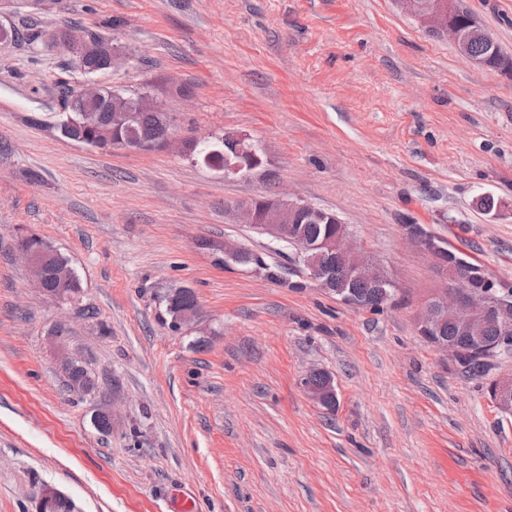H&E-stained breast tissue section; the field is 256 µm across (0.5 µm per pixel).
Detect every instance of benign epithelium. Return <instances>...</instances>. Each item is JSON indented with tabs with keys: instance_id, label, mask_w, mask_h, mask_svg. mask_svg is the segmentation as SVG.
I'll list each match as a JSON object with an SVG mask.
<instances>
[{
	"instance_id": "7a95c632",
	"label": "benign epithelium",
	"mask_w": 512,
	"mask_h": 512,
	"mask_svg": "<svg viewBox=\"0 0 512 512\" xmlns=\"http://www.w3.org/2000/svg\"><path fill=\"white\" fill-rule=\"evenodd\" d=\"M405 11L429 32L449 36L458 52L471 63L486 67L488 57L474 56L470 53L471 41L481 39L491 50L499 47L493 36L484 30L475 17L459 5V0H397ZM70 51L86 57L92 53L102 56L110 68L121 64L119 52L110 44L92 40L84 34L78 37L69 36ZM117 113L123 120H130L135 112H159L161 106L154 102L148 94L139 95L129 101L119 95L114 96ZM224 143L232 155L225 156L224 175L238 174L249 169L246 161L256 157L254 150L246 143L245 138L228 134ZM231 209L245 223L257 226L262 232L274 239H286L292 234L293 225L303 219H315L324 224L337 227L336 236L328 237L318 243L303 248L305 265L309 270V279L324 291L334 294L329 274L320 267L319 258L324 254L339 257L354 271V274L369 283L381 285L388 280L383 266L368 257L354 241L353 236L344 230L339 217L328 210L301 201L285 199L280 195L237 201ZM408 241L426 252L434 261L443 278H448L450 265L447 260L448 248L446 241L421 230L418 224L403 225ZM19 255L26 261L36 278L39 288H44L46 278L44 260L47 251L20 239L17 242ZM482 280V288L471 286L459 287L448 282V287L431 295L421 305L417 315V329L439 349L453 358L460 357V347L441 336V326L448 318L458 319L460 328L471 336H480L487 330L494 331L506 341H512V303L504 300L496 288L500 284L493 282L485 272H478ZM309 397L322 404L334 392L333 380H327L323 387H316L302 382ZM490 396L496 405L505 413L512 412V379L499 380L492 383Z\"/></svg>"
}]
</instances>
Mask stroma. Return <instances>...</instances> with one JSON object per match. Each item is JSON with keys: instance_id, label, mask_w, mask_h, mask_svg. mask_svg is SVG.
Returning <instances> with one entry per match:
<instances>
[{"instance_id": "obj_1", "label": "stroma", "mask_w": 512, "mask_h": 512, "mask_svg": "<svg viewBox=\"0 0 512 512\" xmlns=\"http://www.w3.org/2000/svg\"><path fill=\"white\" fill-rule=\"evenodd\" d=\"M461 5L512 57V0ZM36 19L111 41L126 60L99 83L151 95L174 136L144 151L62 137L81 71L40 41L0 46V512H36L46 483L78 512H175L182 496L192 512H512V414L489 394L512 355L473 379L419 336L445 282L402 237L423 225L512 286V72L394 0H50ZM227 133L261 165L227 177L185 148ZM273 193L335 212L392 303L324 293L228 209ZM27 234L69 260V302L40 292L15 250ZM228 242L265 268L225 264ZM181 286L196 316L175 329ZM64 355L93 392L70 390ZM312 369L334 409L305 394ZM166 310L171 316L173 328L178 314L185 309H192L196 306V299L190 288L180 287L166 296Z\"/></svg>"}]
</instances>
